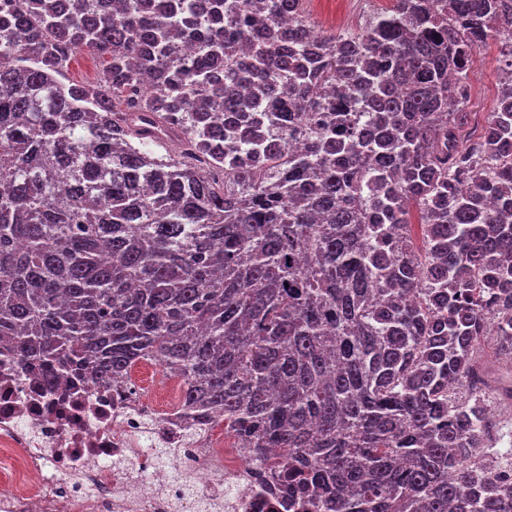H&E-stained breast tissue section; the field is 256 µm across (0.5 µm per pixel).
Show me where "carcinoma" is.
Listing matches in <instances>:
<instances>
[{
  "label": "carcinoma",
  "mask_w": 512,
  "mask_h": 512,
  "mask_svg": "<svg viewBox=\"0 0 512 512\" xmlns=\"http://www.w3.org/2000/svg\"><path fill=\"white\" fill-rule=\"evenodd\" d=\"M498 40L512 0L338 33L301 0H14L0 353L96 386L154 362L290 507L512 512L481 346L512 359V48L478 143L463 98ZM84 49L97 82H63Z\"/></svg>",
  "instance_id": "carcinoma-1"
}]
</instances>
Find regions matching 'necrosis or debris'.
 <instances>
[{"label":"necrosis or debris","instance_id":"1","mask_svg":"<svg viewBox=\"0 0 512 512\" xmlns=\"http://www.w3.org/2000/svg\"><path fill=\"white\" fill-rule=\"evenodd\" d=\"M150 368L136 363L118 389L96 391L64 372L44 384L0 354V512H200L206 501L286 512L224 437L180 421L179 381L150 391ZM159 448L194 475L195 496L169 484Z\"/></svg>","mask_w":512,"mask_h":512}]
</instances>
